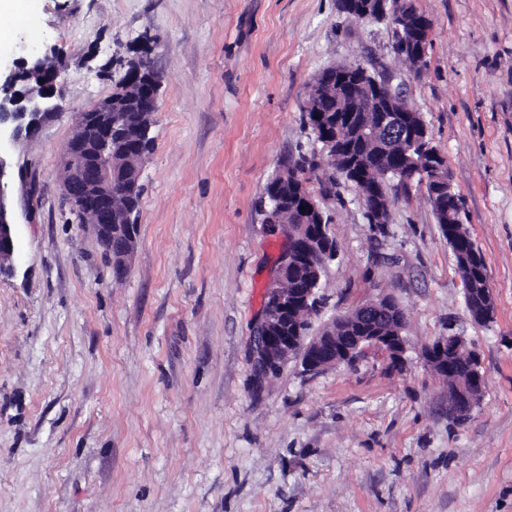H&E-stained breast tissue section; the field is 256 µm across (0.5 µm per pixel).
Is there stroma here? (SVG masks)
Masks as SVG:
<instances>
[{"mask_svg": "<svg viewBox=\"0 0 512 512\" xmlns=\"http://www.w3.org/2000/svg\"><path fill=\"white\" fill-rule=\"evenodd\" d=\"M426 63L386 22L338 0H35L0 48L60 70L63 112L0 150L27 169L15 251L0 272V512H512V0H413ZM149 45L162 75L141 169L130 269L62 192L81 112ZM356 62L400 83L446 158L495 307L479 325L423 190L389 189L391 222L360 191L307 171L337 255L309 319L393 297L401 363L373 352L255 387V324L285 240L264 212L272 175L319 152L305 117L315 76ZM456 330L488 383L462 422L425 348Z\"/></svg>", "mask_w": 512, "mask_h": 512, "instance_id": "35a3bbf8", "label": "stroma"}]
</instances>
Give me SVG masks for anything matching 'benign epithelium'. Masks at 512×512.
<instances>
[{"label":"benign epithelium","mask_w":512,"mask_h":512,"mask_svg":"<svg viewBox=\"0 0 512 512\" xmlns=\"http://www.w3.org/2000/svg\"><path fill=\"white\" fill-rule=\"evenodd\" d=\"M340 7L363 19L378 21L390 19L408 33L404 47L417 65L425 61L428 42L423 34L429 33L426 17L413 6L411 0H401L405 11L393 14L390 0H339ZM48 58H25L17 61L18 71L0 83V133L18 142L37 136L43 126L60 109L55 102L59 69L48 66ZM127 72L135 80H143L147 93L143 97L129 98L112 94L99 101L93 108L80 114L73 126L64 155L63 193L74 210L81 216L90 215L92 228L108 254L113 257L118 274L127 271L137 236L129 224L112 223V198L121 195L128 202L137 201L141 166L152 151L148 132L159 111L161 81L150 58L141 52L133 56ZM370 71L359 63H343L322 72L309 89L328 88L336 92L339 109L336 125L354 123L374 141L397 139L393 145L397 163L394 178L412 184L421 180L420 187L430 188L432 195L445 194L455 197V187L445 158L427 138V127L413 118L415 109L405 95L394 91L391 82L377 77L366 78ZM132 159L123 170L119 185L112 184V154L114 149ZM13 178L9 159L0 153V272L9 268L14 254L13 214L6 199ZM374 196L364 205L372 223L387 224L390 215L378 205ZM320 202L310 193L294 197L293 211L298 222L308 223L319 211ZM308 257L310 279L320 283L326 261L334 252L319 236L293 237L279 260L281 269L294 266L302 257ZM467 308L472 320L484 325L493 319L494 310L487 309L480 301L481 288L463 287ZM317 298L313 288H296L287 294L279 286L268 288L267 303L255 329L253 363L257 382L275 374L291 356L299 354L309 372H319L326 367L352 366L368 350L385 353L398 362L406 349L403 331L391 336L379 333L386 323L405 327L404 315L389 301L380 298L357 308L352 314H340L337 319L351 318L352 328L346 336L330 333L325 336L307 337L294 322V312L308 306ZM466 340L453 330L439 337L425 351V360L435 371L453 373L462 386L448 390V412L454 418L468 415L480 402L488 378L477 355L462 364L457 354Z\"/></svg>","instance_id":"7a95c632"}]
</instances>
